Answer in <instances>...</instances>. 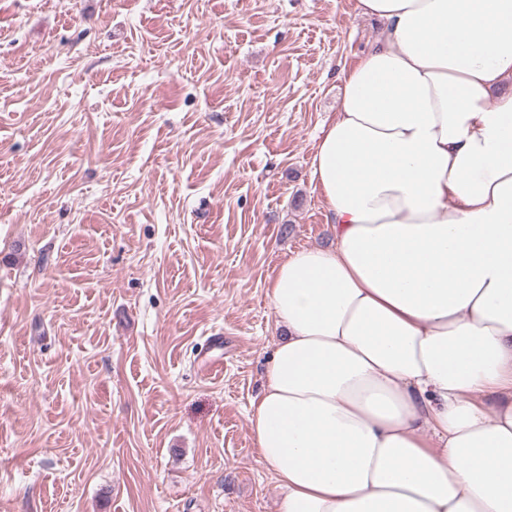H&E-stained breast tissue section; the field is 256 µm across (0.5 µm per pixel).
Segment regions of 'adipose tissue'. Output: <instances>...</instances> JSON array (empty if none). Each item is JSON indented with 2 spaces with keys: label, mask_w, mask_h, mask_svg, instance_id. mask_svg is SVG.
<instances>
[{
  "label": "adipose tissue",
  "mask_w": 512,
  "mask_h": 512,
  "mask_svg": "<svg viewBox=\"0 0 512 512\" xmlns=\"http://www.w3.org/2000/svg\"><path fill=\"white\" fill-rule=\"evenodd\" d=\"M253 402L279 512H512V0H359Z\"/></svg>",
  "instance_id": "1"
}]
</instances>
